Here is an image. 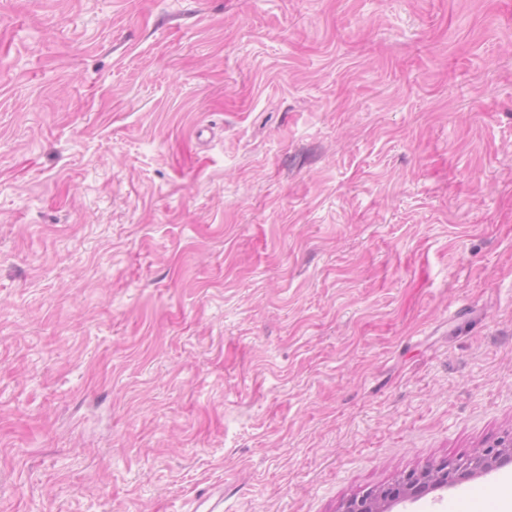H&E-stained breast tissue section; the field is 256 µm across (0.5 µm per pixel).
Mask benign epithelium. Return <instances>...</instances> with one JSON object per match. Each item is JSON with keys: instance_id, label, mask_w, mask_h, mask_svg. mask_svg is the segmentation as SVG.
Instances as JSON below:
<instances>
[{"instance_id": "obj_1", "label": "benign epithelium", "mask_w": 512, "mask_h": 512, "mask_svg": "<svg viewBox=\"0 0 512 512\" xmlns=\"http://www.w3.org/2000/svg\"><path fill=\"white\" fill-rule=\"evenodd\" d=\"M512 461V434L455 459H442L411 471L391 486L373 489L345 503L342 512H382L381 504L414 500L434 488L453 486L469 477Z\"/></svg>"}]
</instances>
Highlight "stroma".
<instances>
[{
	"instance_id": "35a3bbf8",
	"label": "stroma",
	"mask_w": 512,
	"mask_h": 512,
	"mask_svg": "<svg viewBox=\"0 0 512 512\" xmlns=\"http://www.w3.org/2000/svg\"><path fill=\"white\" fill-rule=\"evenodd\" d=\"M512 431V0H0V512H340Z\"/></svg>"
}]
</instances>
